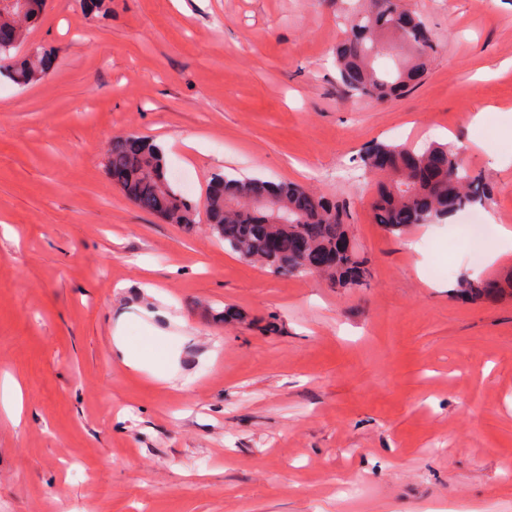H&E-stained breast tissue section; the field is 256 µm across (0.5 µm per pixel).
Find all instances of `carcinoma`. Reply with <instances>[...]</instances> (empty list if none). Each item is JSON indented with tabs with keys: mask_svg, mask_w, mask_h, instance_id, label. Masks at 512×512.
<instances>
[{
	"mask_svg": "<svg viewBox=\"0 0 512 512\" xmlns=\"http://www.w3.org/2000/svg\"><path fill=\"white\" fill-rule=\"evenodd\" d=\"M21 0H0V27H13L16 44L0 46V62L19 85L47 75L43 52L35 50L14 60L12 50L21 44L37 8L21 17ZM348 20L345 35L336 48V82L353 98L384 101L410 91L436 52L430 31L407 0H358ZM400 48L406 60L393 68L379 61ZM365 173L379 177L372 202L375 222L397 233L410 224H431L488 200L485 183L466 167L452 146L432 142L420 148L375 142L360 155ZM107 173L125 175L121 190L141 210L168 224L190 226L204 208L213 236L241 258L256 261L278 275H306L310 270L296 258L295 239H307L311 256L336 254L329 282L356 288L368 275L366 260L354 247L348 249L349 212L343 204L331 203L290 182L241 178L231 173L213 178L204 202L187 198L167 177L159 146L145 139L132 142L125 136L112 139L105 163ZM512 286L506 277L492 290L485 281L465 278L461 293L479 299L494 293L504 295Z\"/></svg>",
	"mask_w": 512,
	"mask_h": 512,
	"instance_id": "obj_1",
	"label": "carcinoma"
}]
</instances>
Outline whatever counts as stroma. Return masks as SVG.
<instances>
[{
  "mask_svg": "<svg viewBox=\"0 0 512 512\" xmlns=\"http://www.w3.org/2000/svg\"><path fill=\"white\" fill-rule=\"evenodd\" d=\"M415 3L442 49L378 103L336 82V0H48L15 55L49 75L0 74V512H512V297L456 292L512 247L484 258L461 212L388 233L357 162L456 143L512 225V0ZM119 134L196 201L224 172L343 201L368 286L143 212L105 171ZM41 55L50 57L44 52L35 50L26 57L8 65L6 71L19 85H26L33 81L41 80L49 72V70H45L42 65ZM112 356L114 360L122 363L126 368L132 371H138L143 368L141 356L134 350L132 345L121 336H115V338H113Z\"/></svg>",
  "mask_w": 512,
  "mask_h": 512,
  "instance_id": "35a3bbf8",
  "label": "stroma"
}]
</instances>
